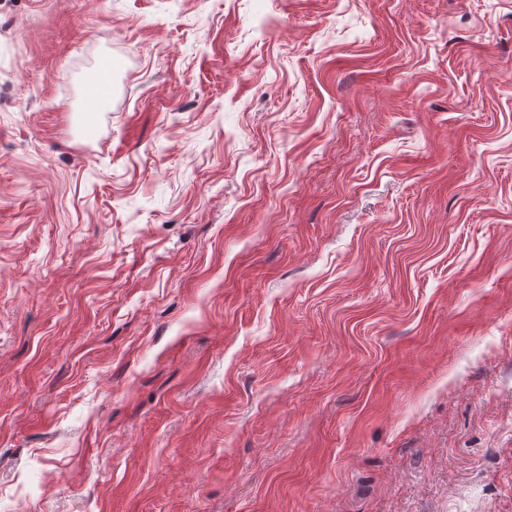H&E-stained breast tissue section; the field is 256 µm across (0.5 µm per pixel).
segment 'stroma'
Instances as JSON below:
<instances>
[{
	"mask_svg": "<svg viewBox=\"0 0 512 512\" xmlns=\"http://www.w3.org/2000/svg\"><path fill=\"white\" fill-rule=\"evenodd\" d=\"M0 512H512V0H0Z\"/></svg>",
	"mask_w": 512,
	"mask_h": 512,
	"instance_id": "1",
	"label": "stroma"
}]
</instances>
